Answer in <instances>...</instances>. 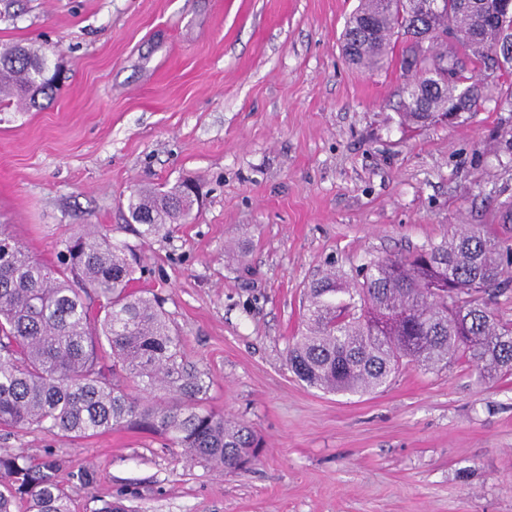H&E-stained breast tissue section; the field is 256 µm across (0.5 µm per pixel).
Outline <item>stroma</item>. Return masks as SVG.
I'll use <instances>...</instances> for the list:
<instances>
[{
	"mask_svg": "<svg viewBox=\"0 0 512 512\" xmlns=\"http://www.w3.org/2000/svg\"><path fill=\"white\" fill-rule=\"evenodd\" d=\"M359 0H0V47L35 45L64 71L42 107L0 108V224L47 264L94 224L135 253L207 405L262 437L241 471L194 464L158 435L0 428V448L56 458L72 512H512V377L462 361L407 366L334 394L291 372L306 291L329 267L491 225L512 200V65L473 64L479 112L405 124L399 64L342 50ZM191 179L201 204L141 238L129 196Z\"/></svg>",
	"mask_w": 512,
	"mask_h": 512,
	"instance_id": "stroma-1",
	"label": "stroma"
}]
</instances>
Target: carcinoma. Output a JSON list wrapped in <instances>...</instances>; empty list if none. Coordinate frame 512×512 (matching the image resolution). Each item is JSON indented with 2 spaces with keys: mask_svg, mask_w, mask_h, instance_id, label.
Instances as JSON below:
<instances>
[{
  "mask_svg": "<svg viewBox=\"0 0 512 512\" xmlns=\"http://www.w3.org/2000/svg\"><path fill=\"white\" fill-rule=\"evenodd\" d=\"M434 29H452L459 45L483 61L512 31L504 26L503 0H475L473 8L446 0ZM409 0H361L343 34L357 44L350 61L369 71L404 44L400 66L414 72L410 86L452 70L448 55L429 59L406 22ZM57 90V70L43 51L22 46L0 50V106L35 102ZM458 100L447 84L427 98L410 96L404 120L426 126ZM199 188L183 181L162 190L142 188L128 199L139 235L156 237L186 220ZM0 224V427L36 428L50 435L89 437L127 426L163 436L193 463L240 469L242 455L262 447L241 421L207 409L209 374L190 362L183 336L154 291L131 290L134 267L125 243L99 230L60 240L58 265L50 267L5 235ZM362 281L349 283L327 270L307 291L306 332L289 348L290 370L310 386L362 393L383 386L404 365L426 369L463 360L490 381L512 374V325L490 307L502 285L512 283V248H504L485 224H472L408 256L369 262ZM53 460L34 464L0 448V512H71Z\"/></svg>",
  "mask_w": 512,
  "mask_h": 512,
  "instance_id": "1",
  "label": "carcinoma"
}]
</instances>
